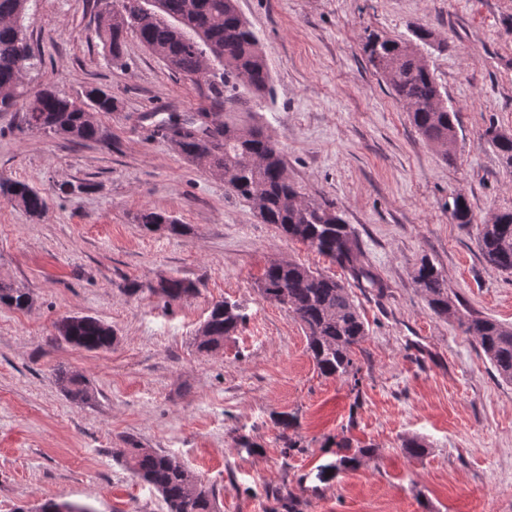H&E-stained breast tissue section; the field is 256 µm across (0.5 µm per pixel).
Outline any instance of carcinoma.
I'll use <instances>...</instances> for the list:
<instances>
[{"instance_id":"1","label":"carcinoma","mask_w":512,"mask_h":512,"mask_svg":"<svg viewBox=\"0 0 512 512\" xmlns=\"http://www.w3.org/2000/svg\"><path fill=\"white\" fill-rule=\"evenodd\" d=\"M101 5L98 36L108 47L112 63L125 57V35L135 34L143 47L161 59L174 73L190 80L210 76L214 92L209 108L191 114L171 113L155 125L154 132L167 138L188 160H202L214 174L224 173V185L237 197L265 209V223L273 224L286 237L306 245L347 271L357 283L384 290L373 271L360 264L356 241L336 206L316 202L301 194L288 177L278 142L260 126H240L224 120L218 105L228 78L234 77L255 94L271 83L259 40L237 11L235 0H97ZM28 0H0V110L25 101L28 120L71 141L102 140L94 113L112 112L117 101L101 88H90L77 97L52 88L31 92L26 73L36 67V56L18 24ZM364 52L383 74L395 96L403 102L420 134L441 149L445 160H453L444 149L449 137L457 136L458 113L448 109L439 86L423 57L405 41L370 35ZM210 115L217 124L206 126L200 116ZM0 197H5L32 217L46 208L45 197L28 184L0 179ZM452 219L471 223L463 195L448 203ZM138 221L151 231L164 224L170 235H183L186 225L176 217L147 209ZM484 258L498 270L512 274V212L495 216L479 229ZM429 308L438 315L454 317L463 333L471 337L489 359L498 378L512 384V327L470 312L463 313L458 299L448 294L437 268L425 262L416 275ZM196 290L179 277L162 278L151 291L177 301ZM261 294L301 323L307 333V349L318 371L325 377H343L354 370L353 354L367 337L365 323L347 287L333 277L292 261H274L260 279ZM30 294L0 283V304L25 310ZM246 320L242 307L228 300L215 302L204 321L206 340L197 343L200 352L224 346V337ZM116 340L114 330L99 318L82 316L68 328L65 341L87 351H103ZM56 380L66 396L81 403L93 399L89 382L81 375L59 370ZM124 462L142 482L161 493L170 512H217L216 488L204 483L172 455L126 441ZM93 512L87 506L48 498L41 512Z\"/></svg>"}]
</instances>
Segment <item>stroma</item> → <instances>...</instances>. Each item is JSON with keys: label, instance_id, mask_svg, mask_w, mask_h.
Wrapping results in <instances>:
<instances>
[{"label": "stroma", "instance_id": "35a3bbf8", "mask_svg": "<svg viewBox=\"0 0 512 512\" xmlns=\"http://www.w3.org/2000/svg\"><path fill=\"white\" fill-rule=\"evenodd\" d=\"M237 6L266 53L272 91L236 88L225 119L272 135L300 192L342 211L360 263L387 286L380 298L350 283L368 330L357 373L322 376L302 325L256 286L281 259L342 281L348 273L152 134L157 118L209 104L207 82L172 73L132 34L123 65L112 64L95 0H30L23 24L39 57L30 90L96 86L118 108L96 115L105 142L76 145L29 128L23 105L0 112V179L47 202L32 217L0 198V281L33 299L23 311L0 306V512L50 497L95 512H168L122 464L130 439L213 484L219 512H282L274 487L296 495V512H512V384L414 281L430 262L466 310L512 326V274L478 242L481 225L512 210V168L485 134H512V0ZM419 26L446 42L419 52L459 114L450 163L363 51L368 35L408 40ZM455 193L470 205L468 226L448 213ZM147 208L188 234L143 229ZM170 276L196 292L165 304L150 287ZM224 299L243 304L247 320L223 349L198 352V331ZM70 316L110 324L112 348L66 343L56 325ZM61 367L90 381L92 403L64 395ZM283 414L293 419L286 431ZM287 436L295 450L285 451ZM411 437L425 443L422 457L406 454ZM341 450L356 467L317 479Z\"/></svg>", "mask_w": 512, "mask_h": 512}]
</instances>
